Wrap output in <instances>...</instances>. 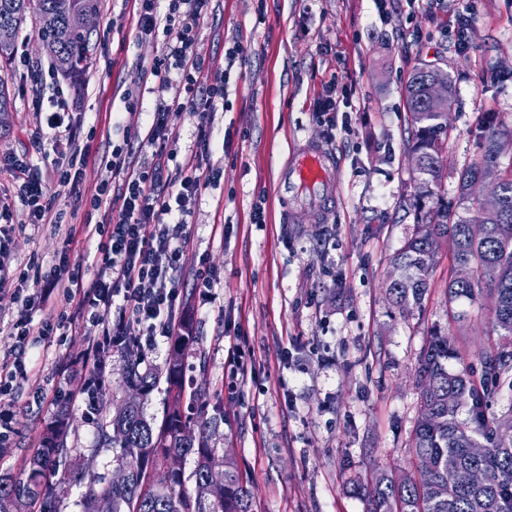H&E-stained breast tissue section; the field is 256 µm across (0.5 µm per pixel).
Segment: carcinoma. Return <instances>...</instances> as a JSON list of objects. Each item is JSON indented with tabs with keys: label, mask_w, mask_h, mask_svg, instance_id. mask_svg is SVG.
Listing matches in <instances>:
<instances>
[{
	"label": "carcinoma",
	"mask_w": 512,
	"mask_h": 512,
	"mask_svg": "<svg viewBox=\"0 0 512 512\" xmlns=\"http://www.w3.org/2000/svg\"><path fill=\"white\" fill-rule=\"evenodd\" d=\"M77 10H96L95 0H0V57L12 54L17 31L27 15L39 20L51 14L53 23L40 25L42 39L55 43V61L63 73L80 72L76 64L78 57L86 55L90 34L71 26L69 14ZM436 79L445 88V95L438 100L428 93V85ZM453 92L449 76L436 69H415L407 85L409 146L411 156L417 159L416 224L390 260L391 266L404 270L405 277L389 281L386 294L402 315L420 307L431 287L436 258L447 246L453 265L473 268L472 280L448 281V302H473L488 292L494 300L493 325L512 341V173L504 176L499 211L490 213L482 205L477 217H471L477 183L501 175L498 135L492 132L485 136L480 157L458 172L456 195L444 196L442 149L448 137ZM473 223L488 224L489 231L475 239L469 232ZM194 339L193 324L184 314L162 371L141 367L133 354V340H127V347L121 349L130 390L144 396L163 381L175 392L174 401L157 429L135 399L126 405L124 414L101 421L92 452L114 449L127 478L121 485L108 482L99 489L91 487L82 512H250V494L233 463L224 462V484L208 481V471L217 466L214 451L205 436L194 435L181 413L184 357ZM480 362L482 382L477 384L471 363L448 335L436 327L430 331L417 367L420 416L413 430V473L398 479L378 476L369 493L370 512H512V441L497 437L496 422L487 415L500 381L512 375V349L504 345L481 356ZM464 408L469 414L466 421L460 419ZM66 416V411H59L47 427L25 479L0 481V512H28L32 503L56 491L52 477L70 456ZM480 446L484 453L472 455L470 449ZM189 455L195 458L193 495L184 489L181 467V460ZM158 465L169 474L168 483L160 487L150 482ZM453 466L482 469L483 483L476 487L448 485V468Z\"/></svg>",
	"instance_id": "obj_1"
}]
</instances>
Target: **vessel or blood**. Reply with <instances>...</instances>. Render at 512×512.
<instances>
[{
    "label": "vessel or blood",
    "mask_w": 512,
    "mask_h": 512,
    "mask_svg": "<svg viewBox=\"0 0 512 512\" xmlns=\"http://www.w3.org/2000/svg\"><path fill=\"white\" fill-rule=\"evenodd\" d=\"M339 176L334 152L323 143L298 140L278 181L280 197L289 222H297L301 210L308 209L325 219L334 199L331 188Z\"/></svg>",
    "instance_id": "obj_1"
}]
</instances>
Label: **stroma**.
Here are the masks:
<instances>
[{"instance_id": "obj_1", "label": "stroma", "mask_w": 512, "mask_h": 512, "mask_svg": "<svg viewBox=\"0 0 512 512\" xmlns=\"http://www.w3.org/2000/svg\"><path fill=\"white\" fill-rule=\"evenodd\" d=\"M466 35H459L462 17ZM88 67L73 78L36 85L32 67L52 68L39 25L27 18L0 83L13 107L0 127V153H31L48 175L61 157L32 149V100L63 89L73 131L97 134L93 154L123 142L138 146L143 126L116 124L124 94L142 84V59L157 43L142 38L131 0H98ZM466 46H459V39ZM237 47L241 77L227 110L202 126L197 113L172 112L168 126L179 160L193 157L200 130L210 150L202 164L220 181L199 192L185 216L192 246L183 256L181 303L193 313L196 340L184 359L187 392L181 407L217 460L231 458L251 496V512H369L368 493L380 474L411 470L413 429L420 413L416 366L432 327L448 333L470 362L503 342L491 322L493 301L449 303L452 275L440 251L422 306L400 317L387 295L392 255L411 232L414 185L405 85L423 65L443 69L454 87L443 153L445 192L478 158L482 137L512 133V0H211L198 36L206 62L220 67ZM346 92L334 126L320 124L315 100L328 80ZM309 137L336 153L340 176L328 223L301 211L286 223L278 194L282 166L296 139ZM266 221L252 223L256 202ZM63 224L30 223L12 199L7 223L6 277L84 260L87 246H64ZM217 271L209 293L194 286L200 266ZM464 312L456 320L454 312ZM98 327L78 317L59 333L36 336L24 355L26 373L6 402L15 432L0 450V477H23L55 406L36 403L37 389L79 392L103 381L100 403L114 413L130 391L120 352L108 351L103 378L76 358ZM253 355V372L235 392L224 377L230 339ZM72 466L57 475L64 494L58 512H81L92 484L111 479L113 453L90 456L99 425L82 404L69 406Z\"/></svg>"}]
</instances>
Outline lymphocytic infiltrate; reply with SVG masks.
Wrapping results in <instances>:
<instances>
[{"instance_id":"lymphocytic-infiltrate-1","label":"lymphocytic infiltrate","mask_w":512,"mask_h":512,"mask_svg":"<svg viewBox=\"0 0 512 512\" xmlns=\"http://www.w3.org/2000/svg\"><path fill=\"white\" fill-rule=\"evenodd\" d=\"M134 4L136 27L141 34L158 30L164 33L161 51L142 63L151 86L141 85L127 94L125 119L131 124L140 119V98L148 92L157 96L141 141L152 153L134 163L129 149L117 144L111 154L101 157L102 165L122 175L123 188L115 194L108 183L95 187L87 205L98 213V221L87 218L79 223L67 222L65 212L55 210L43 174L30 155H0V171L9 172L13 193L26 206L31 223H64L68 226V241L98 243L92 279H85L81 268L70 266L65 259L34 279L42 301L65 298L78 310L89 313L99 326L97 339L81 356L86 364L97 362L100 352L121 344L128 323H136L138 343L144 350L153 349L159 339L173 334L181 308L178 273L190 245L183 216L188 203L202 187L214 182L215 176L201 163H177V153L169 147L167 115L187 109L209 119L226 108L231 70L238 57L237 48H228L223 68L215 70L196 50L210 0H168L163 14L158 11V0H134ZM34 106L41 111L32 134L35 149H42L48 142L55 152L68 154L67 165L56 166L52 177L59 186L78 189L89 155L76 147L71 135L68 102L56 97L50 105L38 100ZM68 319L62 310L54 320L36 326L22 312L9 324L13 359L0 362L1 396L12 390L24 369L22 357L30 337L51 335L55 326L65 325Z\"/></svg>"}]
</instances>
